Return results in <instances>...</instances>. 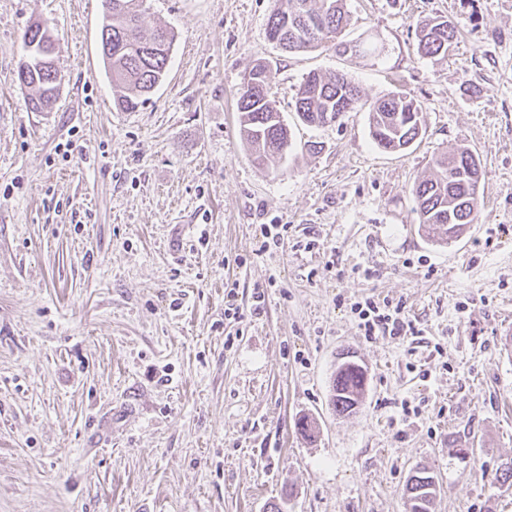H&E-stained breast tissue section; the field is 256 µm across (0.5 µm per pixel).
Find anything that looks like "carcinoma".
Segmentation results:
<instances>
[{
    "mask_svg": "<svg viewBox=\"0 0 512 512\" xmlns=\"http://www.w3.org/2000/svg\"><path fill=\"white\" fill-rule=\"evenodd\" d=\"M144 0H101L103 23L100 49L112 83L125 89L114 99L119 110L136 109L167 75L174 35L156 28L141 30ZM348 25L344 0H272L266 37L287 52H308L328 44L346 46L339 40ZM416 51L421 56L448 57L459 28L445 17L422 20ZM24 58L17 71L19 85L30 89L28 106L34 111L56 100L60 79L51 77L55 67L54 42L40 23L23 36ZM259 78L250 88L241 86L237 112L243 136L259 165L280 162L292 148L291 134L281 112L267 96L270 70L257 57L248 70ZM367 108L369 133L374 144L387 152L408 149L421 136L422 106L412 98L390 94L372 103L363 101L356 82L346 72L311 71L296 94L294 110L301 122L316 127L332 124L356 108ZM479 158L467 146L441 155L435 172L413 182L409 192L415 203L418 224L428 233L456 240L479 216L477 179L482 177ZM366 368L354 360L340 363L332 378L329 405L338 416L350 415L365 397ZM409 512H433L434 476L417 467L406 484Z\"/></svg>",
    "mask_w": 512,
    "mask_h": 512,
    "instance_id": "carcinoma-1",
    "label": "carcinoma"
}]
</instances>
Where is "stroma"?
Listing matches in <instances>:
<instances>
[{
    "mask_svg": "<svg viewBox=\"0 0 512 512\" xmlns=\"http://www.w3.org/2000/svg\"><path fill=\"white\" fill-rule=\"evenodd\" d=\"M144 8L175 35L168 75L122 112L100 0H0V512H406L418 467L435 512H512V0H346L344 40L377 56L285 52L271 0ZM435 16L460 28L445 60L416 52ZM38 22L61 78L42 112L16 81ZM257 55L293 143L269 168L236 112ZM313 70L415 99L425 131L386 152L366 110L303 124ZM462 144L479 220L435 241L408 188ZM264 224L287 227L266 250ZM368 297L402 302L421 336H363L350 306ZM346 352L368 385L339 417Z\"/></svg>",
    "mask_w": 512,
    "mask_h": 512,
    "instance_id": "stroma-1",
    "label": "stroma"
}]
</instances>
